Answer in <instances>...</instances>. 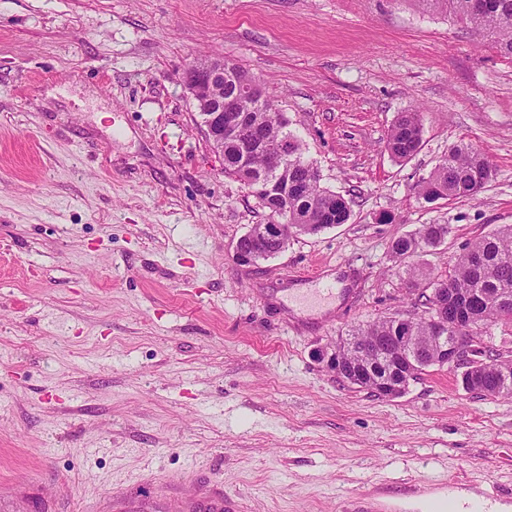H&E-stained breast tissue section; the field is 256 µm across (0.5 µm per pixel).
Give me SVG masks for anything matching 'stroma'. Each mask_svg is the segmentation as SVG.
<instances>
[{"mask_svg": "<svg viewBox=\"0 0 512 512\" xmlns=\"http://www.w3.org/2000/svg\"><path fill=\"white\" fill-rule=\"evenodd\" d=\"M207 55L270 86L348 223L235 260L268 215L180 83ZM411 111L423 145L400 161L387 133ZM460 142L493 180L426 202L417 183ZM424 224L445 242L393 260ZM508 225L512 58L413 0H0V512L201 477L240 512H410L456 488L512 504V397L432 366L379 398L318 358L412 314L413 288ZM330 279L329 312L289 309Z\"/></svg>", "mask_w": 512, "mask_h": 512, "instance_id": "1", "label": "stroma"}]
</instances>
